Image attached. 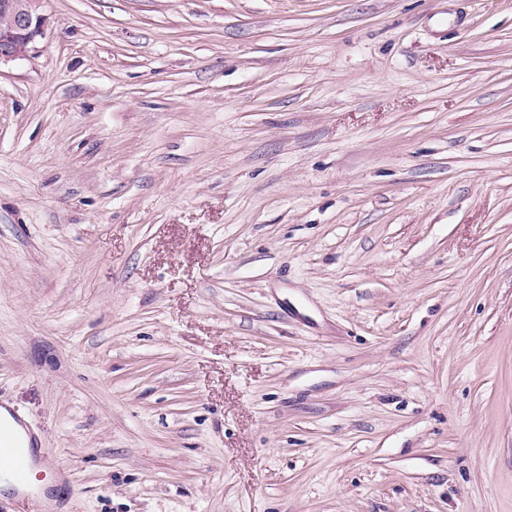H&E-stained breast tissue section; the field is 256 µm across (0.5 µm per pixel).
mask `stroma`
I'll list each match as a JSON object with an SVG mask.
<instances>
[{"label": "stroma", "mask_w": 512, "mask_h": 512, "mask_svg": "<svg viewBox=\"0 0 512 512\" xmlns=\"http://www.w3.org/2000/svg\"><path fill=\"white\" fill-rule=\"evenodd\" d=\"M44 10L0 65L41 512H512V0Z\"/></svg>", "instance_id": "35a3bbf8"}]
</instances>
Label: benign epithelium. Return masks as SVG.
<instances>
[{"label": "benign epithelium", "instance_id": "1", "mask_svg": "<svg viewBox=\"0 0 512 512\" xmlns=\"http://www.w3.org/2000/svg\"><path fill=\"white\" fill-rule=\"evenodd\" d=\"M43 0H0V64L23 59L43 38Z\"/></svg>", "mask_w": 512, "mask_h": 512}]
</instances>
